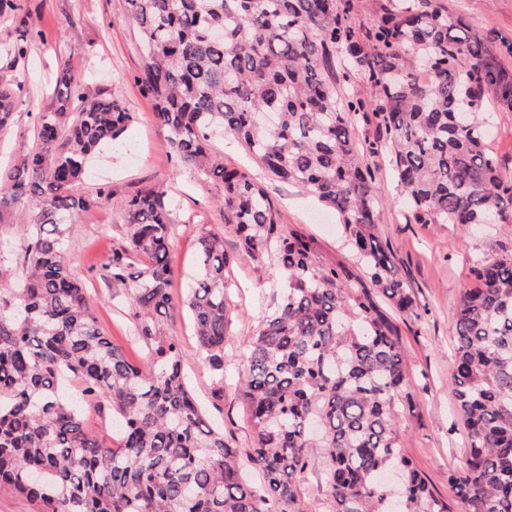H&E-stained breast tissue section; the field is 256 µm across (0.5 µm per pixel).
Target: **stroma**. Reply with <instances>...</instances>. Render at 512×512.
Wrapping results in <instances>:
<instances>
[{
    "label": "stroma",
    "instance_id": "obj_1",
    "mask_svg": "<svg viewBox=\"0 0 512 512\" xmlns=\"http://www.w3.org/2000/svg\"><path fill=\"white\" fill-rule=\"evenodd\" d=\"M17 2L27 16V24L19 27L0 21V42L29 38L36 30L41 31L44 41L16 70L19 78L25 79L28 94L26 101L16 106L10 127L0 130V166L18 163L32 147L35 114L52 103L62 64H70L72 70L85 74L89 96L118 94L123 105L135 114L123 141L134 145L136 154L131 157L109 148L90 161L79 193H92L106 185L112 195L72 225L67 239L70 268L91 297L99 324L133 361L142 364L146 350L132 339L127 301L112 291L103 269L113 247L124 237L126 199L145 186L163 189L173 199L176 230L171 259L175 295L184 294L187 281L196 273L201 232H223L224 250L232 259L236 281L226 310L224 369L230 380L224 387L222 408H210L208 418L212 423L223 424L225 434L233 436L237 447H250L252 432L233 378L243 367L242 355L271 301L273 289L270 280L256 273L250 261L241 257L238 237L224 225L220 205L223 185L194 179L171 155L154 103L135 81L144 56L139 31L128 15L125 0ZM442 2L449 11L463 16L474 30L491 29L499 36L512 38V0ZM214 151L225 164L248 169L277 204L284 223L303 228L314 238L322 264L345 267L353 286L364 284L352 253L343 244L342 227L335 215L321 209L299 187L266 175L232 140L217 138ZM371 163L379 186L377 234L394 253L400 275L415 301L414 312L389 313L405 351V372L415 395L413 409L401 418L402 444L427 475L436 498L448 512H464L463 503L448 482L449 470L460 465L466 448L465 436L454 415L451 324L462 292L472 285L469 260L478 242L453 224L407 223L386 161L375 157ZM171 328L182 341L190 384L199 399L208 403L212 380L199 355L189 312L176 313Z\"/></svg>",
    "mask_w": 512,
    "mask_h": 512
}]
</instances>
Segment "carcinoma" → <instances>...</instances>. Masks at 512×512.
Wrapping results in <instances>:
<instances>
[{
    "mask_svg": "<svg viewBox=\"0 0 512 512\" xmlns=\"http://www.w3.org/2000/svg\"><path fill=\"white\" fill-rule=\"evenodd\" d=\"M145 61L137 82L156 105L182 167L224 185V223L242 252L279 283L236 384L251 427L234 447L206 419L183 372L169 262L166 192L125 202V236L106 278L122 293L148 350L128 360L99 325L66 258L70 225L112 195L77 193L104 146L134 121L117 96L91 99L63 64L56 96L37 113L36 147L0 170L11 199L29 200L18 262H0V487L39 512H311L301 485L320 471L327 512H446L401 446L413 408L399 338L375 296L320 264L313 239L285 229L275 202L213 153L230 136L281 182L336 212L372 286L401 311L414 300L379 240L376 175L383 156L411 224H456L478 239L477 286L451 325L455 408L466 436L448 482L465 512H512V176L488 149L494 112H512V39L474 31L440 0H381L356 27L357 0H126ZM35 34L0 43L24 60ZM370 95L341 94L337 80ZM24 81L0 71V129ZM374 118L360 147L353 130ZM187 289L194 336L224 401L228 337L224 235L198 238ZM145 256L148 262H140ZM111 412L118 446L93 435L87 413ZM404 476L393 509L383 471Z\"/></svg>",
    "mask_w": 512,
    "mask_h": 512,
    "instance_id": "cac0c4a2",
    "label": "carcinoma"
}]
</instances>
